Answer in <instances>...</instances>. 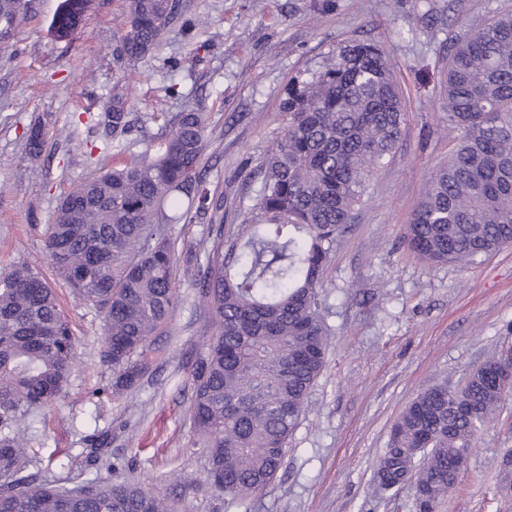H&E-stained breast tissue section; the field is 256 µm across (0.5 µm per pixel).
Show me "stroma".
<instances>
[{
	"label": "stroma",
	"instance_id": "1",
	"mask_svg": "<svg viewBox=\"0 0 512 512\" xmlns=\"http://www.w3.org/2000/svg\"><path fill=\"white\" fill-rule=\"evenodd\" d=\"M60 0H37L31 21L0 49V268L38 263L76 333V358L57 401L20 425L29 472L40 482L132 478L177 512H416L405 488L376 498L371 479L390 429L409 402L440 383L460 382L512 345V245L466 265L430 264L404 242L427 180L456 148L440 96L455 39L512 0H180L182 17L155 52L117 70L113 53L123 0H93L73 41L50 30ZM197 21L185 31L183 20ZM381 45L405 95L402 144L367 183L325 273L326 366L288 440L272 483L227 502L205 485L208 451L190 417L192 367L216 333L201 297L206 222L172 224L180 301L151 346L137 386L116 393L102 360L103 322L75 299L49 264L44 229L59 197L95 171L159 147L180 113L203 109L201 165L225 224L254 204L260 164L283 137L282 103L295 82L321 72L346 45ZM129 100L131 131L103 153L112 128L102 115L112 90ZM41 122L43 152L27 136ZM118 458L106 471L93 449ZM512 448V398L483 430L441 512H512L497 488L496 462Z\"/></svg>",
	"mask_w": 512,
	"mask_h": 512
}]
</instances>
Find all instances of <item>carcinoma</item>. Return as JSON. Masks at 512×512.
<instances>
[{"instance_id": "1", "label": "carcinoma", "mask_w": 512, "mask_h": 512, "mask_svg": "<svg viewBox=\"0 0 512 512\" xmlns=\"http://www.w3.org/2000/svg\"><path fill=\"white\" fill-rule=\"evenodd\" d=\"M90 4L62 0L54 35L74 38ZM177 9L176 0H124L116 67L151 54ZM34 12V0H0L10 36ZM441 91L460 144L431 174L405 241L431 263L461 264L512 244L511 13L451 42ZM127 105L114 93L106 115L114 136L130 129ZM282 109L288 128L260 165L251 216L234 230L224 231L204 187L200 109L182 113L158 151L73 187L45 226L57 275L103 316V358L121 392L137 385L151 340L179 301L167 226L210 215L201 287L217 335L195 362L190 413L209 449L204 483L227 502L265 488L284 460L327 363L324 272L366 182L403 132V92L373 42L341 48L317 76L288 88ZM511 362L512 349L502 351L463 384L419 393L391 428L374 494L409 487L419 512H437L454 469L512 395V380H493ZM75 363L74 333L49 282L28 263L1 269L0 475L10 482L0 486V512H175L134 480L36 484L25 474L27 447L15 426L58 397ZM498 488L512 495L511 451L499 462Z\"/></svg>"}]
</instances>
